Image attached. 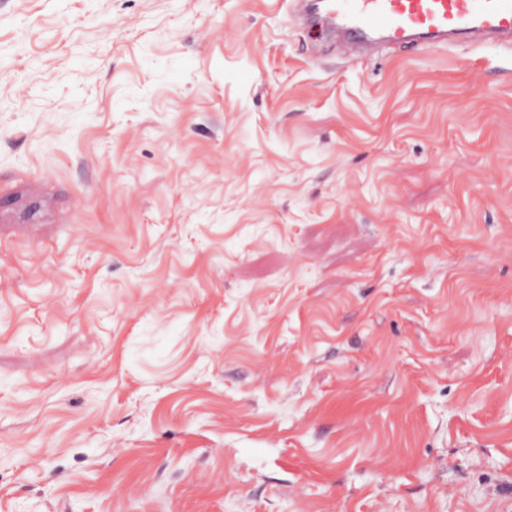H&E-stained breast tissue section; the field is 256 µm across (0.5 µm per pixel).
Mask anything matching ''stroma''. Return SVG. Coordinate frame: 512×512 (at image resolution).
Listing matches in <instances>:
<instances>
[{"mask_svg":"<svg viewBox=\"0 0 512 512\" xmlns=\"http://www.w3.org/2000/svg\"><path fill=\"white\" fill-rule=\"evenodd\" d=\"M0 512H512V44L0 0Z\"/></svg>","mask_w":512,"mask_h":512,"instance_id":"35a3bbf8","label":"stroma"}]
</instances>
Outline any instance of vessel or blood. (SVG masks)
<instances>
[{
    "instance_id": "obj_1",
    "label": "vessel or blood",
    "mask_w": 512,
    "mask_h": 512,
    "mask_svg": "<svg viewBox=\"0 0 512 512\" xmlns=\"http://www.w3.org/2000/svg\"><path fill=\"white\" fill-rule=\"evenodd\" d=\"M323 32L414 49L465 36L512 40V0H323Z\"/></svg>"
}]
</instances>
